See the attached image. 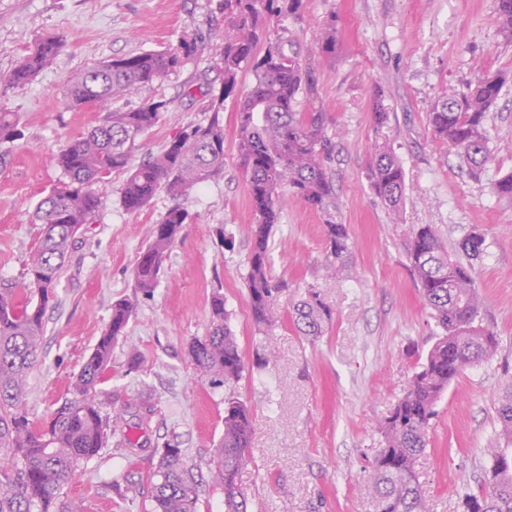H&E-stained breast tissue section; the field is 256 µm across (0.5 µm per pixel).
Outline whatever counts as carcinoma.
<instances>
[{
  "label": "carcinoma",
  "mask_w": 512,
  "mask_h": 512,
  "mask_svg": "<svg viewBox=\"0 0 512 512\" xmlns=\"http://www.w3.org/2000/svg\"><path fill=\"white\" fill-rule=\"evenodd\" d=\"M302 0H224V42L215 48L210 68L222 76L218 93H206L204 119L182 126L163 150L135 165L140 138L172 111V101L149 97L131 110L112 103L129 98L177 71L196 50L184 40L176 49L142 52L103 61L77 72L67 83L66 105L104 112L99 125L62 148L58 166L68 181L42 198L33 212L43 225L24 268V288L0 289V512H89L83 499L67 488L81 465L100 457L110 441L134 460L148 450L127 433L124 414L102 415L98 385L104 382L112 349L124 335L135 304H112L109 324L72 383L71 397L41 425L24 406L28 371L37 361L44 332L43 317L72 241L93 223L102 204L99 188L112 174L126 172L120 199L127 210L145 207L159 192L179 196L224 174V103L235 101V148L247 176L256 216L251 226V253L246 274L250 314L258 329L278 322L276 297L282 285L270 274V236L280 223L288 197L309 204L323 220L328 269L335 272L351 256L347 226L337 221L339 205L331 171L334 147L325 130L324 113L299 112L302 94L315 83L300 49L281 37L271 38L269 14H295ZM499 19L512 37V0H496ZM61 39L42 38L23 56L6 81L9 88L31 84L55 62ZM315 49L331 62L340 43L336 21L327 22ZM252 86L240 89L243 68ZM512 75L489 72L462 92L442 98L427 113V127L448 152L476 174L492 159L487 130L489 114ZM24 138L20 119L0 105V145ZM368 178L384 202L391 223H401L405 171L386 137L371 148ZM183 208L168 209L152 225L133 269L134 288L154 291L163 262L187 223ZM410 269L430 316L439 329L419 371L382 427L385 446L375 457L367 489L377 512H427L416 463L428 445L436 406L453 380L465 370L493 358L499 340L479 320L481 298L473 280L474 263L487 252L486 238L472 231L456 253L445 247L432 224L408 230L405 243ZM331 309L313 291L294 305L293 322L311 337L332 322ZM189 355L204 376L221 384L239 381L245 365L237 336L228 324L224 295L213 292L207 334L189 344ZM499 435L512 439V395L497 410ZM252 442V419L239 398L224 397V433L214 449V480L224 493V512H248L249 500L238 482ZM158 456L149 477L151 512H198L194 465L182 448H152ZM497 444L484 450L488 489L477 496L459 486L464 512H512V462L497 455Z\"/></svg>",
  "instance_id": "cac0c4a2"
}]
</instances>
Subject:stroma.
Wrapping results in <instances>:
<instances>
[{
  "label": "stroma",
  "instance_id": "obj_1",
  "mask_svg": "<svg viewBox=\"0 0 512 512\" xmlns=\"http://www.w3.org/2000/svg\"><path fill=\"white\" fill-rule=\"evenodd\" d=\"M335 19L341 50L323 62L315 38ZM267 26L300 46L313 70L314 97L302 111L326 114L336 144L332 173L339 220L354 250L337 273L325 269L320 215L288 200L271 234L270 263L285 285L280 321L269 329L276 353L262 366L260 338L251 320L245 275L255 216L233 138L234 103L224 104V175L174 197L159 193L146 207L126 210L116 173L102 190L94 223L86 225L65 264L44 314L45 331L26 385L30 419L42 422L69 395L106 328L112 304L136 297L137 310L112 350L100 384L102 411L150 401L145 420L128 415L134 438L146 446L136 462L107 447L84 465L68 493L89 512H149L147 497L121 498L113 483H147L156 459L151 449H185L196 465L198 512H224V496L210 459L223 433L224 395L234 393L253 414L252 448L238 480L252 512H376L363 490L367 470L382 448L380 427L435 341L434 322L409 270L404 233L410 224L435 225L448 248L470 231L483 233L487 253L473 271L483 297L480 317L493 330L496 356L467 369L437 405L418 473L430 512H461L456 492L488 483L482 450L494 435L501 396L512 385V199L491 187L512 173V84L488 121L494 159L472 177L427 130L426 114L441 96L462 91L487 72L512 73L495 0H303L298 15L268 17ZM43 36L62 38L52 68L22 88L7 90L6 106L20 114L24 140L0 166V283L25 284L23 264L41 233L31 221L38 201L66 177L60 148L100 123L101 113L65 103L68 79L96 62L177 47L196 39L184 66L142 96L117 101L136 108L142 97L172 100V110L146 132L136 160L157 153L180 125L203 119V97H183L187 82L207 76L210 57L224 39L222 0H0V79ZM390 116L376 130L373 102ZM386 135L406 175L403 224L391 223L367 179L370 149ZM190 214L169 252L152 295L135 293L132 270L149 230L171 207ZM221 291L245 362L242 379L212 384L188 354L191 339L207 333L209 300ZM317 292L333 320L309 340L291 320V300ZM141 364L130 369L128 356Z\"/></svg>",
  "mask_w": 512,
  "mask_h": 512
}]
</instances>
